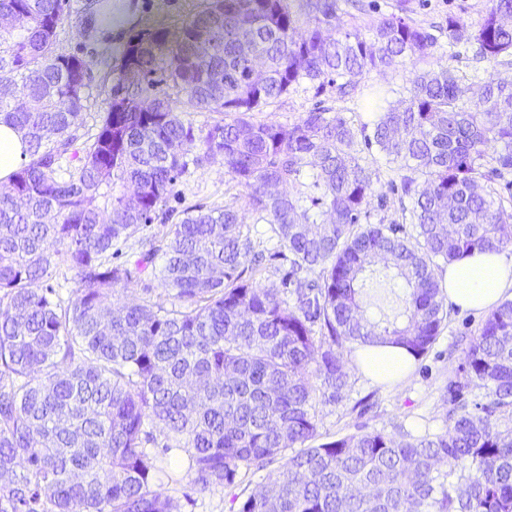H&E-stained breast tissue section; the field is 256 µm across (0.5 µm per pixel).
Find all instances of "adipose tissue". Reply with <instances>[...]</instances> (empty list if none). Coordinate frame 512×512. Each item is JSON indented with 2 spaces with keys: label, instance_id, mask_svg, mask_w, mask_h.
<instances>
[{
  "label": "adipose tissue",
  "instance_id": "1",
  "mask_svg": "<svg viewBox=\"0 0 512 512\" xmlns=\"http://www.w3.org/2000/svg\"><path fill=\"white\" fill-rule=\"evenodd\" d=\"M133 0H93L85 25L97 37L118 32L132 22ZM449 304L463 310L496 307L512 293V258L503 253H477L449 264L442 282ZM356 362L362 372L375 381L402 379L414 363L407 349L395 346L360 348Z\"/></svg>",
  "mask_w": 512,
  "mask_h": 512
}]
</instances>
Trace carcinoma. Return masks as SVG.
Wrapping results in <instances>:
<instances>
[{
    "instance_id": "1",
    "label": "carcinoma",
    "mask_w": 512,
    "mask_h": 512,
    "mask_svg": "<svg viewBox=\"0 0 512 512\" xmlns=\"http://www.w3.org/2000/svg\"><path fill=\"white\" fill-rule=\"evenodd\" d=\"M64 2L0 0L14 18L0 31V123L28 144L0 185V512H173L163 487L189 476L205 493L277 459L240 512H512L509 298L448 378L445 432L304 447L318 436L316 393L336 401L348 385L347 345L421 357L448 316L443 267L512 247V211L480 188L512 173V83L478 67L512 66V0H487L475 23L429 26L412 0H393L364 28L362 0H211L173 32L131 37L119 67L142 80L116 78L85 139L92 65L56 52ZM199 36L213 47L201 60ZM448 46L472 52L478 98L443 62ZM410 57L428 68L407 97L386 108L366 97L371 119L358 127L319 105L289 124L253 121L294 86L331 83L346 97ZM182 93L224 118L195 133L176 112ZM360 136L399 165L416 242L397 224L361 223L375 187ZM194 150L224 164L296 268H320L316 280H282L293 303L257 279L260 256L230 204L184 210L133 267L112 265L114 246L168 219ZM379 263L409 289L393 320L360 303ZM63 267L71 296L34 287ZM145 273L171 305H115ZM148 422L165 432L158 451Z\"/></svg>"
}]
</instances>
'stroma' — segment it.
Here are the masks:
<instances>
[{"label":"stroma","instance_id":"1","mask_svg":"<svg viewBox=\"0 0 512 512\" xmlns=\"http://www.w3.org/2000/svg\"><path fill=\"white\" fill-rule=\"evenodd\" d=\"M209 0H138L140 19L129 28L101 41L88 34L83 19L91 0H66L64 17L57 30V50L63 54L82 57L92 62L119 59L129 39L145 30H176L203 10ZM414 20L421 25L441 21L448 15H459L478 21L486 0H414ZM419 61L407 62L394 71H370L360 84L355 97H338L333 87L316 91L309 85L290 90L263 111L255 113V120L288 124L315 104L333 108L351 119H358V108L365 93L379 91L388 102L403 98L414 71L421 69ZM359 156L375 172L377 194L366 209L373 224H400L407 234H414L415 226L402 209L397 194L391 189L398 180L395 167L385 164L376 149L359 147ZM233 205L239 212L256 250L269 255L260 279L263 284H280L289 269V261L277 258L280 243L268 224L259 221L251 210L245 193L227 174L224 166L213 161L189 162L187 172L178 179L168 200L174 212L192 206L221 207ZM403 287L400 280L377 278L363 296L366 314L372 318L394 315L401 306ZM484 310L449 308L448 318L435 342L419 360L409 375L398 384L378 383L355 366L354 349H345L342 360L349 371V383L338 402H317L318 442L345 438L362 430H377L386 434L408 432L440 433L447 425V407L443 393L449 375L464 361L465 352L487 318ZM278 464L250 467L241 470L234 485L197 493L189 480L167 487L166 493L174 502V512H239L240 506L251 494L262 490L278 471Z\"/></svg>","mask_w":512,"mask_h":512}]
</instances>
